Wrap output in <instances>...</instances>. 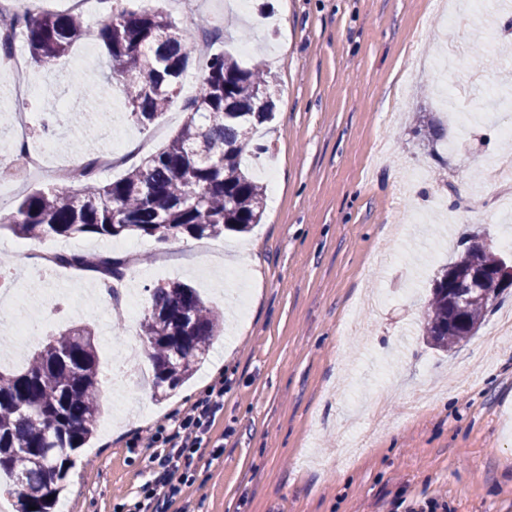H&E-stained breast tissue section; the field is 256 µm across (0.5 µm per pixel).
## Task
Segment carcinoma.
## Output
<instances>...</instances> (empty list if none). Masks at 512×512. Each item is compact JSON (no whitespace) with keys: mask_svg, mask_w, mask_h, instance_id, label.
Returning <instances> with one entry per match:
<instances>
[{"mask_svg":"<svg viewBox=\"0 0 512 512\" xmlns=\"http://www.w3.org/2000/svg\"><path fill=\"white\" fill-rule=\"evenodd\" d=\"M28 53L38 65L69 54L85 36L106 49L110 76L100 97L81 113L100 111L112 96V79L124 94V105L141 125L154 123L166 111L187 71L196 47L187 43L165 13L125 8L93 29L67 12L23 17ZM275 93L269 76L242 66L231 54L210 56L189 116L168 143L122 178L99 179L95 157L72 169L70 177L28 192L13 211L0 217V228L25 239L46 240L91 234L102 239L129 235L165 242L178 235L195 239L219 237L224 231L246 232L261 221L264 187L245 166L244 154H262L251 146L256 126L270 120ZM454 260L435 280L425 312V336L448 351L476 335L491 308L486 297L506 292L493 275L486 276L484 296L461 308L448 283L451 271L493 269L502 257L476 238H462ZM61 267L124 277L127 261L102 254L93 263L86 255L63 252ZM222 320L196 289L173 281L152 289L151 306L143 314V353L152 366L154 389L167 393L180 387L200 366ZM102 410L95 330L88 324L48 336L31 355L26 369L0 372V477L12 484L16 512H54L72 468L73 453L96 432ZM54 499L47 500V497ZM35 510H29V507Z\"/></svg>","mask_w":512,"mask_h":512,"instance_id":"cac0c4a2","label":"carcinoma"}]
</instances>
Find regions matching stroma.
I'll return each mask as SVG.
<instances>
[{"mask_svg":"<svg viewBox=\"0 0 512 512\" xmlns=\"http://www.w3.org/2000/svg\"><path fill=\"white\" fill-rule=\"evenodd\" d=\"M122 0L160 9L189 43L201 19L222 20L208 52L232 50L270 72L272 121L254 142L255 172L274 176L261 224L217 238L160 243L132 236L146 259L125 289L150 304L151 287L183 280L224 314V334L193 377L156 398L143 356L139 383L103 398L91 447L80 449L61 504L115 512L116 496L148 476L130 444L184 410L214 381L224 410L204 457L168 512H512V334L495 332L512 293L476 336L451 352L422 336L430 288L460 239L479 235L512 260V223L498 212L512 184L484 161H512L487 112L512 86V0L472 14L469 0ZM178 91L149 126L125 108L78 126L58 107V136L74 145L112 137L157 151L182 127ZM0 230L11 282L33 293L45 331L68 324L70 297L44 302Z\"/></svg>","mask_w":512,"mask_h":512,"instance_id":"35a3bbf8","label":"stroma"}]
</instances>
